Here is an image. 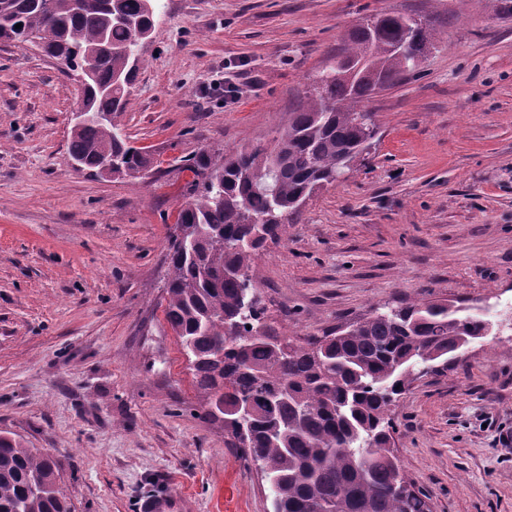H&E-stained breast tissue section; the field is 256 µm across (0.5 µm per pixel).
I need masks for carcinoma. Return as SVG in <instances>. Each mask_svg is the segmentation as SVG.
Instances as JSON below:
<instances>
[{
	"instance_id": "1",
	"label": "carcinoma",
	"mask_w": 512,
	"mask_h": 512,
	"mask_svg": "<svg viewBox=\"0 0 512 512\" xmlns=\"http://www.w3.org/2000/svg\"><path fill=\"white\" fill-rule=\"evenodd\" d=\"M21 28H15L16 24ZM145 0H0V40L32 39L60 53L62 71L82 74L95 56L81 103L100 116L72 127L68 160L94 169L113 158L115 176L149 167L117 123L136 72L144 65L137 34L151 27ZM417 43L396 46L408 32ZM430 21L384 12L349 30L338 62L288 113L265 145L204 151L181 171L192 173L176 225L200 233L171 237L165 262V319L193 366L196 388L230 406L251 402L244 427L225 412H206L262 460L273 512H430L429 497L408 480L393 448L391 406L421 368L448 362L459 341L487 336L486 314L417 299L375 312L340 331L301 342L263 323L253 257L317 189L336 182L378 126L361 104L378 87L414 71L432 46ZM364 69L351 74L358 63ZM121 73L122 84L113 85ZM57 464L35 448L0 436V512H69L56 495Z\"/></svg>"
}]
</instances>
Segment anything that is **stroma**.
<instances>
[{
	"instance_id": "obj_1",
	"label": "stroma",
	"mask_w": 512,
	"mask_h": 512,
	"mask_svg": "<svg viewBox=\"0 0 512 512\" xmlns=\"http://www.w3.org/2000/svg\"><path fill=\"white\" fill-rule=\"evenodd\" d=\"M382 11L435 28L420 69L365 102L378 134L254 260L277 332L319 338L417 297L492 323L392 417L432 512H512V0H159L118 121L142 178L67 162L76 78L0 41V434L50 455L71 512H272L164 317L165 257L201 150L268 141L346 30ZM139 512H192L195 511L193 501L176 493L151 495L143 499L138 507Z\"/></svg>"
}]
</instances>
